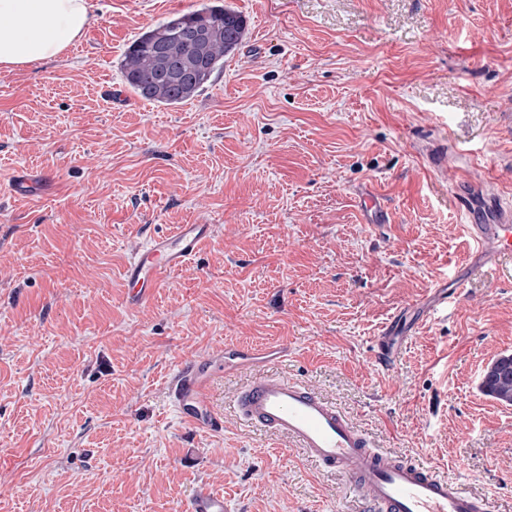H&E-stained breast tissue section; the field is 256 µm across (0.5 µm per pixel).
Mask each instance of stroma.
<instances>
[{
  "mask_svg": "<svg viewBox=\"0 0 512 512\" xmlns=\"http://www.w3.org/2000/svg\"><path fill=\"white\" fill-rule=\"evenodd\" d=\"M88 2L61 57L0 70V512H188L203 487L226 512H364L238 417L249 371L210 385L222 431L179 419L171 378L224 344L286 348L276 373L372 447L512 512V406L480 388L512 353V257L484 262L458 206L512 207V0ZM205 5L246 17L240 49L184 103L139 97L128 46ZM187 223L215 234L129 308L126 262Z\"/></svg>",
  "mask_w": 512,
  "mask_h": 512,
  "instance_id": "35a3bbf8",
  "label": "stroma"
}]
</instances>
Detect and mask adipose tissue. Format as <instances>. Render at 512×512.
Here are the masks:
<instances>
[{"label": "adipose tissue", "mask_w": 512, "mask_h": 512, "mask_svg": "<svg viewBox=\"0 0 512 512\" xmlns=\"http://www.w3.org/2000/svg\"><path fill=\"white\" fill-rule=\"evenodd\" d=\"M89 22L88 0H0V69L57 59Z\"/></svg>", "instance_id": "obj_1"}]
</instances>
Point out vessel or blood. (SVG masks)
<instances>
[{"label": "vessel or blood", "mask_w": 512, "mask_h": 512, "mask_svg": "<svg viewBox=\"0 0 512 512\" xmlns=\"http://www.w3.org/2000/svg\"><path fill=\"white\" fill-rule=\"evenodd\" d=\"M464 231L484 261L512 252L510 215L496 224L465 225ZM213 234L210 224H182L169 235L150 238L124 268L127 305L136 308L154 298L165 278L182 269ZM284 355L279 347L227 344L203 360L183 364L170 387L178 416L195 428L212 429L217 419L208 388L215 373L250 368L254 374L235 399L240 419L287 437L320 467L363 488L374 512H486L482 497L452 488L431 467L371 449L365 434L332 402L302 383L269 373V365ZM189 512H225L224 497L198 491Z\"/></svg>", "instance_id": "vessel-or-blood-1"}]
</instances>
